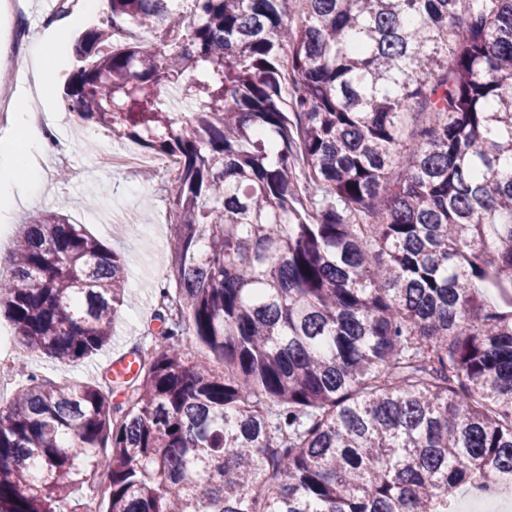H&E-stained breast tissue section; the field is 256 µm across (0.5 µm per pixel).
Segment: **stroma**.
Instances as JSON below:
<instances>
[{"mask_svg": "<svg viewBox=\"0 0 512 512\" xmlns=\"http://www.w3.org/2000/svg\"><path fill=\"white\" fill-rule=\"evenodd\" d=\"M65 60L56 70L51 90L39 95L33 81L16 84V100H31L37 108L50 109L56 133L64 142L61 152L40 163L46 173V186L33 203H17L7 222H0V263L9 257L18 228L32 213L57 211L107 247L120 254L129 272L130 305L122 307L112 329L111 344L95 355L74 363H62L47 357L22 361L17 350L0 352V369L9 383L0 390V404H8L16 390L27 383L29 374H37L59 385L93 384L100 380L113 358L140 347L151 351L155 334L147 323L157 312V293L170 285V219L166 198L174 184L158 169L152 168L153 154L141 149L145 160L142 172L127 174L99 167L98 154L106 147L131 148L128 140L118 141L104 129L77 121L65 112L61 99L63 84L72 70Z\"/></svg>", "mask_w": 512, "mask_h": 512, "instance_id": "stroma-1", "label": "stroma"}]
</instances>
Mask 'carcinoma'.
I'll use <instances>...</instances> for the list:
<instances>
[{"label": "carcinoma", "instance_id": "obj_1", "mask_svg": "<svg viewBox=\"0 0 512 512\" xmlns=\"http://www.w3.org/2000/svg\"><path fill=\"white\" fill-rule=\"evenodd\" d=\"M74 55L67 111L177 162L179 318L129 380L0 406V512H85L101 470L106 512H453L512 476V0H108ZM128 298L52 212L0 273L22 360L96 354ZM181 346L191 366H204L209 369L224 370V363L213 355L195 336H182Z\"/></svg>", "mask_w": 512, "mask_h": 512}]
</instances>
